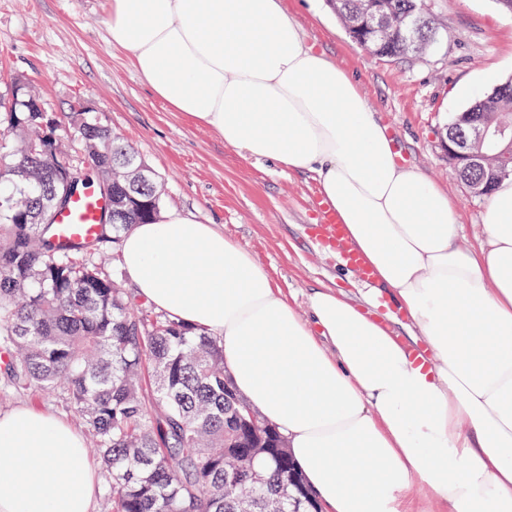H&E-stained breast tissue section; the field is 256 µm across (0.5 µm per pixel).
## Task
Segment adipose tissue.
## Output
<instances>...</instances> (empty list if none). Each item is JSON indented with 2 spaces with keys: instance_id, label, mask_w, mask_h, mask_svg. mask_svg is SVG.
<instances>
[{
  "instance_id": "ef3b65f1",
  "label": "adipose tissue",
  "mask_w": 512,
  "mask_h": 512,
  "mask_svg": "<svg viewBox=\"0 0 512 512\" xmlns=\"http://www.w3.org/2000/svg\"><path fill=\"white\" fill-rule=\"evenodd\" d=\"M106 26L171 111L244 157L315 173L429 363L334 289L300 316L249 251L177 211L122 237L137 294L221 339L237 391L328 512H416L417 483L439 512H512V178L479 247H460L447 190L398 162L354 76L283 0H109ZM98 484L73 426L0 413V512H96Z\"/></svg>"
}]
</instances>
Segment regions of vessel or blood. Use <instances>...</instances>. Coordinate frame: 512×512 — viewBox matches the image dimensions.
Here are the masks:
<instances>
[{"label":"vessel or blood","mask_w":512,"mask_h":512,"mask_svg":"<svg viewBox=\"0 0 512 512\" xmlns=\"http://www.w3.org/2000/svg\"><path fill=\"white\" fill-rule=\"evenodd\" d=\"M105 200L93 190L76 193L69 205L56 216L55 227L62 242H90L99 232ZM317 221L308 225L307 235L316 245L335 251L342 265L353 269L358 278L373 283V272L351 244L335 212L325 200L316 203Z\"/></svg>","instance_id":"b4317fda"}]
</instances>
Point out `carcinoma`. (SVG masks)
<instances>
[{
    "label": "carcinoma",
    "instance_id": "1",
    "mask_svg": "<svg viewBox=\"0 0 512 512\" xmlns=\"http://www.w3.org/2000/svg\"><path fill=\"white\" fill-rule=\"evenodd\" d=\"M343 21L363 0H328ZM388 29L352 39L374 55L407 57L439 35L421 0H382ZM29 90L0 112V353L6 386L61 398L81 415L108 482L112 512H321L286 440L261 419L246 429L247 406L224 372L221 340L156 312L99 262L134 224L157 219L160 186L141 155L94 112L36 111ZM477 118L512 128V78L448 123ZM60 128L78 141L81 174L112 187V208L89 244L62 246L60 202L72 196ZM486 168L460 167L464 186Z\"/></svg>",
    "mask_w": 512,
    "mask_h": 512
}]
</instances>
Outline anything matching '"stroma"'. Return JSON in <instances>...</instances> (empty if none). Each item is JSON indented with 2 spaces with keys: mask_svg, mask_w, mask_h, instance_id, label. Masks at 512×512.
Here are the masks:
<instances>
[{
  "mask_svg": "<svg viewBox=\"0 0 512 512\" xmlns=\"http://www.w3.org/2000/svg\"><path fill=\"white\" fill-rule=\"evenodd\" d=\"M105 0H0V100L16 83L30 86L48 111L81 102L99 109L140 153L161 184V211L177 210L215 224L249 251L300 314L318 288L345 292L356 303L377 296L333 253L308 239L315 223L313 173L285 171L225 147L211 130L192 124L156 100L112 46L104 26ZM444 35L417 54L389 59L354 43L325 0H285L305 41L355 74L368 104L393 138L402 165L446 188L458 204L460 246L484 237L486 197L467 192L441 147L456 114L512 77V13L497 0H424ZM27 404L81 426L55 396L0 387V412Z\"/></svg>",
  "mask_w": 512,
  "mask_h": 512,
  "instance_id": "obj_1",
  "label": "stroma"
}]
</instances>
